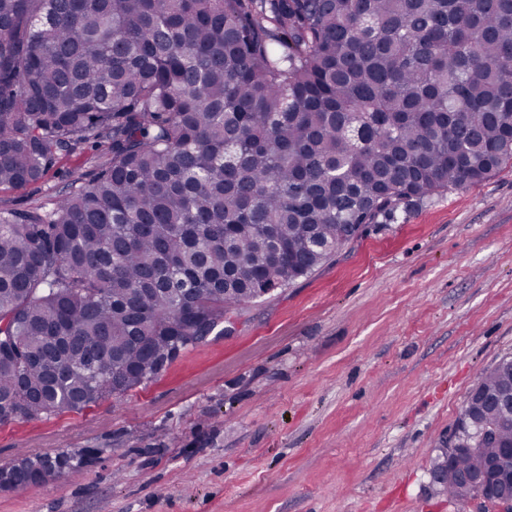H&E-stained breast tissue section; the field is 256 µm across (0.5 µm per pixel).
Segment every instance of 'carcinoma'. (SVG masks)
Wrapping results in <instances>:
<instances>
[{"label":"carcinoma","mask_w":512,"mask_h":512,"mask_svg":"<svg viewBox=\"0 0 512 512\" xmlns=\"http://www.w3.org/2000/svg\"><path fill=\"white\" fill-rule=\"evenodd\" d=\"M85 147L52 203L0 204V422L142 386L251 289L511 166L512 0H0V186Z\"/></svg>","instance_id":"1"}]
</instances>
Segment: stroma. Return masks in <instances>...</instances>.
<instances>
[{"label":"stroma","mask_w":512,"mask_h":512,"mask_svg":"<svg viewBox=\"0 0 512 512\" xmlns=\"http://www.w3.org/2000/svg\"><path fill=\"white\" fill-rule=\"evenodd\" d=\"M90 149L18 208L61 195ZM512 357V167L369 226L319 270L135 390L0 423V467L95 449L83 472L1 490L0 512H493L431 478L487 368Z\"/></svg>","instance_id":"stroma-1"}]
</instances>
